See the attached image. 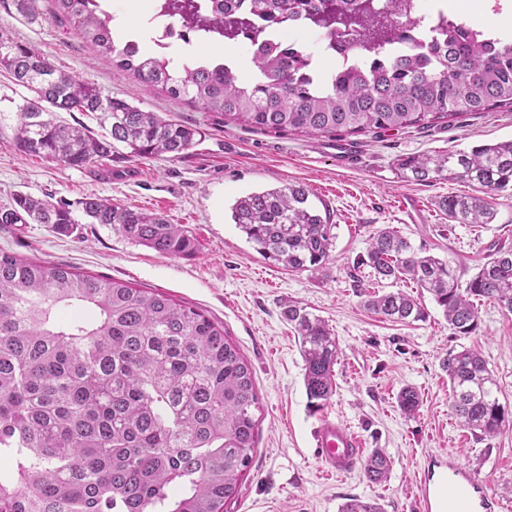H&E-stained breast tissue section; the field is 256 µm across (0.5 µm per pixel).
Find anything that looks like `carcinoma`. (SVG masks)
I'll return each mask as SVG.
<instances>
[{
  "mask_svg": "<svg viewBox=\"0 0 512 512\" xmlns=\"http://www.w3.org/2000/svg\"><path fill=\"white\" fill-rule=\"evenodd\" d=\"M164 13L202 29L211 40L253 38L244 15L203 14L195 0H161ZM56 14L72 21L103 58L131 73L139 88H161L202 109L268 132L328 137L398 130L468 112L512 107V43L448 29V50L417 44L389 68L350 66L321 73L301 44L270 57L252 55L254 76L234 65L199 58L176 68L115 41L112 14L98 0H54ZM275 22L301 16L337 38L359 35L353 54L393 41L406 0H250ZM32 98L19 107L16 148L27 155L84 168L103 159L178 160L200 131L103 93L52 65L38 48L19 42L0 24V72ZM53 112L98 114L107 134L49 117ZM403 178L418 183L459 179L485 192L512 190V140L398 160ZM298 184L238 198L232 219L266 259L291 271L316 272L333 245L330 214H319ZM67 202L19 194L0 210V224H49L69 235L76 224H107L160 255L191 256L196 241L164 217L86 196ZM448 220L491 224L495 211L479 196L441 201ZM377 278L406 279L427 291L449 330L476 329L474 300L493 299L512 312V248H497L462 285L449 261L422 255L408 239L384 229L372 237L366 259ZM393 322L418 321L424 308L398 289L366 300ZM300 338L304 383L319 408L333 395L339 343L325 320L288 306ZM460 425L484 436L505 422L496 379L474 350L450 352L442 361ZM407 414L419 394L402 389ZM260 408L253 372L224 329L197 309L162 291L75 272L63 264L18 258L0 251V512H224L251 464ZM392 460L379 448L363 461L366 479L382 482ZM338 512H383L375 501L352 496Z\"/></svg>",
  "mask_w": 512,
  "mask_h": 512,
  "instance_id": "1",
  "label": "carcinoma"
}]
</instances>
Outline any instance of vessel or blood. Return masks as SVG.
I'll return each instance as SVG.
<instances>
[{"instance_id":"1","label":"vessel or blood","mask_w":512,"mask_h":512,"mask_svg":"<svg viewBox=\"0 0 512 512\" xmlns=\"http://www.w3.org/2000/svg\"><path fill=\"white\" fill-rule=\"evenodd\" d=\"M316 448L324 470L351 473L364 452L361 437L339 421L322 418ZM500 501L489 494L469 466L445 453L428 455L420 478V512H498Z\"/></svg>"}]
</instances>
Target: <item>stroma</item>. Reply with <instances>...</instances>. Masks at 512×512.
I'll return each instance as SVG.
<instances>
[{
	"label": "stroma",
	"mask_w": 512,
	"mask_h": 512,
	"mask_svg": "<svg viewBox=\"0 0 512 512\" xmlns=\"http://www.w3.org/2000/svg\"><path fill=\"white\" fill-rule=\"evenodd\" d=\"M39 10L32 21L0 2V24L18 41L42 49L56 67L165 119L195 126L201 135L175 161L106 159L74 169L29 156L13 138L17 110L31 93L0 72V209L19 194L71 203L94 194L164 215L188 230L198 249L188 257L163 256L105 224H82L68 236L47 224H0V250L161 290L223 327L252 367L260 405L252 462L224 512H338L349 496L376 501L384 512H418L419 478L433 453L459 457L503 506H512V313L495 301H479L475 331L457 336L430 294L406 281L402 290L420 299L426 315L392 322L365 307L368 294L391 286L362 263L372 236L387 227L450 261L465 279L497 245L512 247V195L494 197L493 223L456 224L440 201L481 195L479 185L419 184L396 168L403 156L511 139L512 109L350 137L358 157L343 167L336 162L335 139L248 129L159 90L137 93L129 72L106 65L73 22L55 16L52 0H39ZM289 183L303 185L313 205L328 209L334 226L331 256L316 273L265 259L231 218L240 196ZM291 304L326 320L339 342L336 389L318 410L306 393L298 336L284 316ZM465 348L481 353L498 383L507 422L491 438L460 428L451 410L441 361ZM408 386L422 399L410 417L397 404ZM326 415L357 432L366 450L380 448L392 458L387 481L371 483L359 469L340 478L322 469L314 432Z\"/></svg>",
	"instance_id": "stroma-1"
}]
</instances>
